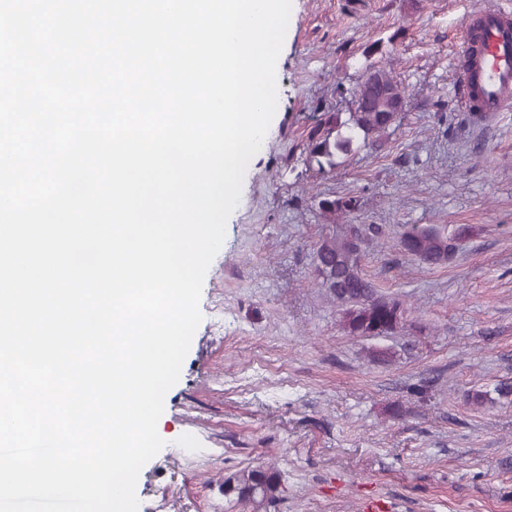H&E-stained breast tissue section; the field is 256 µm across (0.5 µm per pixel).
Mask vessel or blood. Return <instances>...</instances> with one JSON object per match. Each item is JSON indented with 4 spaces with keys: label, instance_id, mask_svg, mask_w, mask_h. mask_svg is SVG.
<instances>
[{
    "label": "vessel or blood",
    "instance_id": "1",
    "mask_svg": "<svg viewBox=\"0 0 512 512\" xmlns=\"http://www.w3.org/2000/svg\"><path fill=\"white\" fill-rule=\"evenodd\" d=\"M461 103L494 116L512 104V19L497 9L472 10L456 49Z\"/></svg>",
    "mask_w": 512,
    "mask_h": 512
}]
</instances>
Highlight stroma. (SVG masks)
Here are the masks:
<instances>
[{"instance_id": "35a3bbf8", "label": "stroma", "mask_w": 512, "mask_h": 512, "mask_svg": "<svg viewBox=\"0 0 512 512\" xmlns=\"http://www.w3.org/2000/svg\"><path fill=\"white\" fill-rule=\"evenodd\" d=\"M485 5L512 12V0H292L280 105L205 275L139 512H251L224 481L268 466L285 492L266 512H512V403L466 400L512 378V109L474 125L455 105L463 22ZM379 62L408 92L395 131L319 172L307 131L348 112L337 84L355 88ZM347 192L358 223L386 227L363 268L404 301L406 335L347 336L316 284L318 202ZM410 224L474 232L430 268L395 243Z\"/></svg>"}]
</instances>
